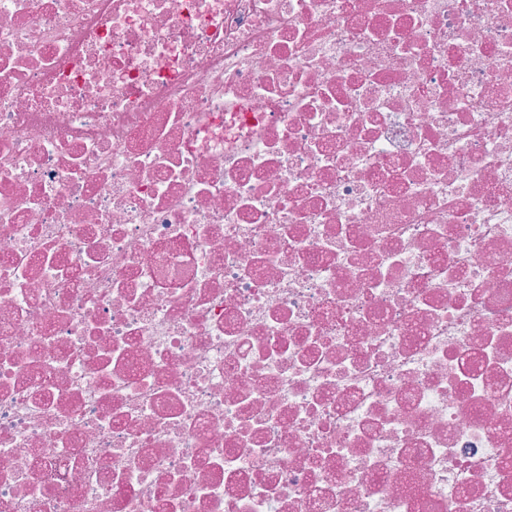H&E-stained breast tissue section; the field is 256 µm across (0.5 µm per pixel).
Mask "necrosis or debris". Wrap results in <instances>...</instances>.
Instances as JSON below:
<instances>
[{
	"mask_svg": "<svg viewBox=\"0 0 512 512\" xmlns=\"http://www.w3.org/2000/svg\"><path fill=\"white\" fill-rule=\"evenodd\" d=\"M0 512H512V0H0Z\"/></svg>",
	"mask_w": 512,
	"mask_h": 512,
	"instance_id": "4bbe7bcc",
	"label": "necrosis or debris"
}]
</instances>
